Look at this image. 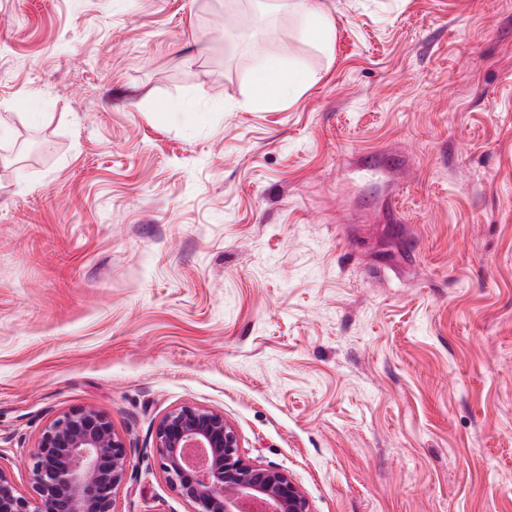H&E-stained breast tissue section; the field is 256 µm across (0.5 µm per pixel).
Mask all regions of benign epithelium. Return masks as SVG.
<instances>
[{
	"label": "benign epithelium",
	"mask_w": 512,
	"mask_h": 512,
	"mask_svg": "<svg viewBox=\"0 0 512 512\" xmlns=\"http://www.w3.org/2000/svg\"><path fill=\"white\" fill-rule=\"evenodd\" d=\"M155 448L171 487L195 512H310L284 471L246 461L224 414L182 405L158 423ZM130 460L105 414L77 408L50 422L30 454L33 496L20 494L0 470V512H114Z\"/></svg>",
	"instance_id": "1"
}]
</instances>
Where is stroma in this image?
Wrapping results in <instances>:
<instances>
[{
	"label": "stroma",
	"mask_w": 512,
	"mask_h": 512,
	"mask_svg": "<svg viewBox=\"0 0 512 512\" xmlns=\"http://www.w3.org/2000/svg\"><path fill=\"white\" fill-rule=\"evenodd\" d=\"M0 0V470L108 415L116 512H194L224 414L311 512H512V0ZM315 74L253 103L260 60ZM397 167L367 177L366 155ZM265 9L284 12L297 17L307 32L315 35L322 45L328 46L334 36V24L329 13L314 0H264Z\"/></svg>",
	"instance_id": "stroma-1"
}]
</instances>
